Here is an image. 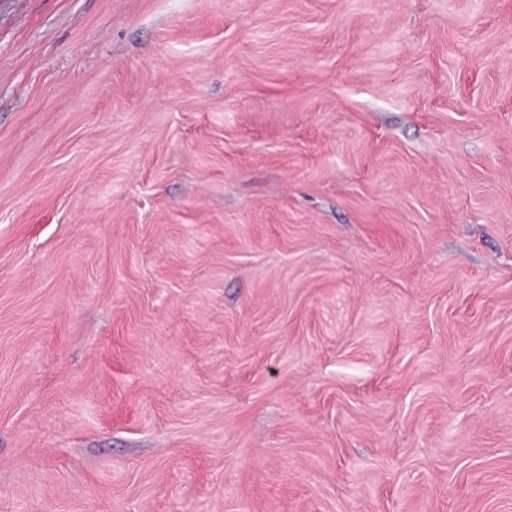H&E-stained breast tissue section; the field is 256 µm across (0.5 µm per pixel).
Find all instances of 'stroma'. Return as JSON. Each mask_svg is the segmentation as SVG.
<instances>
[{
    "label": "stroma",
    "instance_id": "stroma-1",
    "mask_svg": "<svg viewBox=\"0 0 512 512\" xmlns=\"http://www.w3.org/2000/svg\"><path fill=\"white\" fill-rule=\"evenodd\" d=\"M0 512H512V0H0Z\"/></svg>",
    "mask_w": 512,
    "mask_h": 512
}]
</instances>
